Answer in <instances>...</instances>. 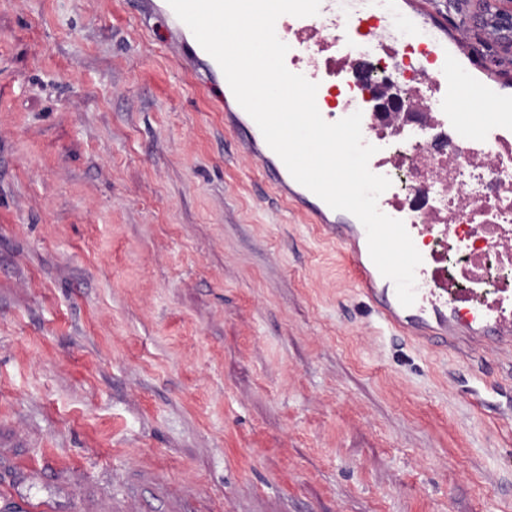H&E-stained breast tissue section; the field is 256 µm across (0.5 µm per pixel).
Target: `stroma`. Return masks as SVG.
<instances>
[{
	"label": "stroma",
	"instance_id": "1",
	"mask_svg": "<svg viewBox=\"0 0 512 512\" xmlns=\"http://www.w3.org/2000/svg\"><path fill=\"white\" fill-rule=\"evenodd\" d=\"M141 10L0 0V512H512V348L379 332Z\"/></svg>",
	"mask_w": 512,
	"mask_h": 512
}]
</instances>
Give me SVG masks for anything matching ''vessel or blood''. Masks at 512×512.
<instances>
[{
    "instance_id": "vessel-or-blood-1",
    "label": "vessel or blood",
    "mask_w": 512,
    "mask_h": 512,
    "mask_svg": "<svg viewBox=\"0 0 512 512\" xmlns=\"http://www.w3.org/2000/svg\"><path fill=\"white\" fill-rule=\"evenodd\" d=\"M163 12L169 22V34L177 42L182 58L196 71L207 89H222L225 100H232L231 89L220 81L224 74L219 64L201 47L189 27L175 14L167 0H149L148 14ZM376 34L368 40V48L380 49L395 58L413 54L414 64L424 74L423 99L430 112L431 124L447 128L449 134L463 137L472 150L512 147V99L501 96L495 87L483 94L487 103L484 117L466 123L459 108L464 89L470 85L473 72L482 70L481 62L462 64L455 46L446 36L447 21L427 8L412 15L405 14L399 0H321L317 15L278 18L275 31L289 50L285 65L293 73L309 81L325 85L336 68H349V58L332 56L333 48L357 39L368 29ZM242 142L260 161L270 180L290 199L303 206L313 222L332 224L336 212L310 190L300 185L289 173L281 158L268 146L253 119H241L234 125ZM379 210L402 220L411 238H419L422 227L417 224L410 205L401 202L393 191L378 198ZM355 280L361 293L375 306L383 322L404 330L411 325L435 321L440 334L457 329L464 333L512 341V289L503 288L500 295L477 316L460 319L458 312L465 301L448 297V265L421 263L416 269V300L402 307L395 289L375 288L371 273L362 259H355Z\"/></svg>"
}]
</instances>
